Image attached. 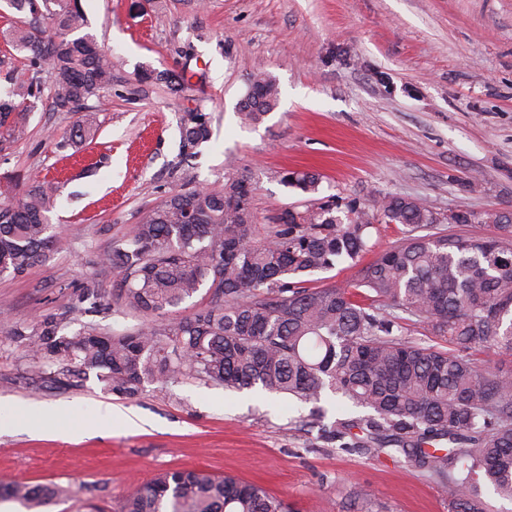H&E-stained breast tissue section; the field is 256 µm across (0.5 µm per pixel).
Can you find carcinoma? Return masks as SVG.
<instances>
[{
	"label": "carcinoma",
	"instance_id": "1",
	"mask_svg": "<svg viewBox=\"0 0 512 512\" xmlns=\"http://www.w3.org/2000/svg\"><path fill=\"white\" fill-rule=\"evenodd\" d=\"M20 13L10 30L24 53L18 71L0 59V152L24 123L27 102L47 94L53 111L76 116L60 147L95 139L93 108L112 96V58L91 38L73 37L87 25L82 0H10ZM138 84L164 83L182 92L178 74L143 69ZM278 103L275 83L255 80L240 100L245 124L258 123ZM211 136L210 114L180 119L179 155L192 159ZM285 185L318 191L319 178L289 172ZM251 189L229 177L220 190L173 188L113 244L104 263L117 273L112 305L146 319L131 333L92 326L68 336L55 315L16 332L56 388H76L93 372L105 390L131 398L144 383L166 387L191 376L237 391L256 386L291 395L315 408L304 426L339 447L372 457L405 459L440 482L451 512H485L482 489L512 499V372L481 367L464 351L490 345L512 354V212L457 210L455 224L494 225L473 238L437 231L444 217L425 203L385 196L344 216L320 206L289 211L280 224L245 221ZM56 205L48 184L7 175L0 180V274L22 275L59 249L51 232ZM406 227L400 243L360 271L355 287L304 288L299 280L356 262L373 223ZM208 288L210 301L183 318H167ZM92 313L106 306L97 289L82 292ZM406 314L427 324L448 349L400 337ZM368 414L324 423L317 407L325 392ZM6 495L27 512L68 499L60 484L14 481ZM121 512H291L262 488L205 470L160 471L126 497Z\"/></svg>",
	"mask_w": 512,
	"mask_h": 512
}]
</instances>
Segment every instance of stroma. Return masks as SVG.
I'll use <instances>...</instances> for the list:
<instances>
[{"label": "stroma", "instance_id": "stroma-1", "mask_svg": "<svg viewBox=\"0 0 512 512\" xmlns=\"http://www.w3.org/2000/svg\"><path fill=\"white\" fill-rule=\"evenodd\" d=\"M85 28L112 58V96L99 132L67 146L73 115L38 102L6 153L0 176L52 181L53 231L62 244L25 274L0 275V480L71 486L46 512H119L161 470L203 468L259 485L297 512H449L444 488L411 463L342 450L303 430L309 405L261 390L235 392L185 377L146 384L131 399L96 376L46 387L13 333L61 315L83 288L111 293L103 264L114 241L169 189L220 188L245 176L258 223L326 201L419 199L441 215L512 211V0H82ZM187 68L189 88L138 91L144 68ZM278 104L243 124L238 103L257 76ZM210 113L213 134L181 161L178 125ZM287 171L319 176V190L287 187ZM142 316L108 307L64 323L75 335L141 328ZM62 411L46 421L44 407ZM141 419L131 430L104 416Z\"/></svg>", "mask_w": 512, "mask_h": 512}]
</instances>
